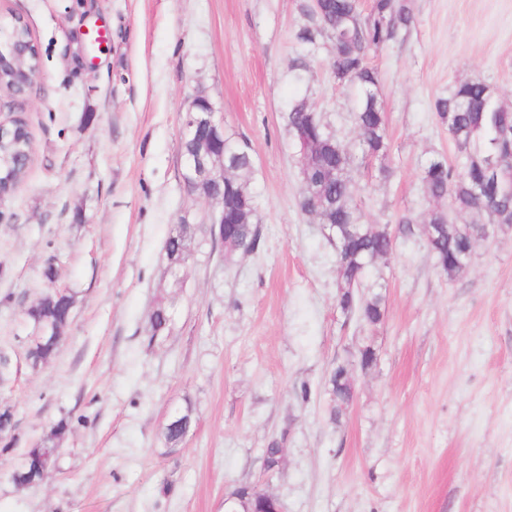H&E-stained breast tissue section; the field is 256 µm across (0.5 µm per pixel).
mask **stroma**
Masks as SVG:
<instances>
[{"label": "stroma", "instance_id": "obj_1", "mask_svg": "<svg viewBox=\"0 0 512 512\" xmlns=\"http://www.w3.org/2000/svg\"><path fill=\"white\" fill-rule=\"evenodd\" d=\"M302 2L0 0V25L22 16L40 53L29 95L0 98V116L21 117L32 141L0 200V407L14 415L0 512H224L242 483L283 512H512V229L477 240L452 279L422 233L397 239L365 278L382 322L341 311L335 252L298 206L300 154L283 115L306 98L350 147L355 105L328 48L296 40ZM411 6L406 40L372 57L394 175L353 174L371 224L424 223L437 204L422 167L464 163L438 97L478 76L512 108V0ZM95 30L106 38L85 50ZM199 95L249 147L259 253L213 250L202 223L222 204L185 187L180 137ZM183 216L196 226L192 257L174 275L164 241ZM52 287L75 302L35 368L27 310ZM165 302L173 320L149 338ZM367 345L376 362L354 369L353 401L331 420L325 376ZM187 407L191 428L166 454L162 430ZM62 421L55 466L16 488L27 449ZM278 436L271 478L263 450Z\"/></svg>", "mask_w": 512, "mask_h": 512}]
</instances>
